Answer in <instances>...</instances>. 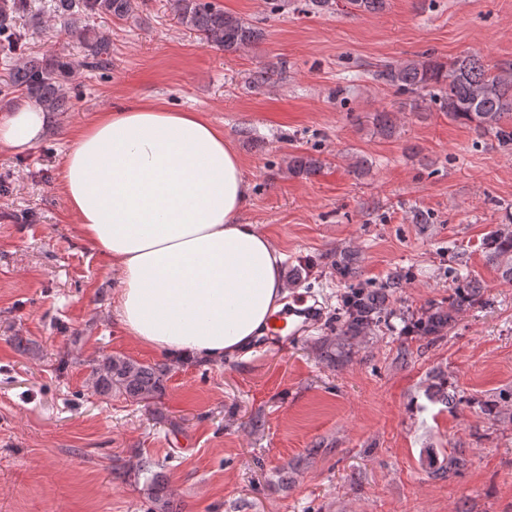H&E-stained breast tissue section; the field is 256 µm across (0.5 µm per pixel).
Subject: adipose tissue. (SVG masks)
Wrapping results in <instances>:
<instances>
[{"instance_id": "obj_1", "label": "adipose tissue", "mask_w": 512, "mask_h": 512, "mask_svg": "<svg viewBox=\"0 0 512 512\" xmlns=\"http://www.w3.org/2000/svg\"><path fill=\"white\" fill-rule=\"evenodd\" d=\"M51 123L19 100L0 115V146L25 153ZM61 179L83 239L112 261L128 335L178 360L219 362L267 331L287 293L281 257L242 223L239 157L199 113L141 102L101 113Z\"/></svg>"}]
</instances>
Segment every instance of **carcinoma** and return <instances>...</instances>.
Here are the masks:
<instances>
[{
    "label": "carcinoma",
    "mask_w": 512,
    "mask_h": 512,
    "mask_svg": "<svg viewBox=\"0 0 512 512\" xmlns=\"http://www.w3.org/2000/svg\"><path fill=\"white\" fill-rule=\"evenodd\" d=\"M27 0H0V43L12 49L22 34L13 29L12 18ZM175 9L183 25L194 31L200 41L228 55L236 54L257 43L262 33L244 20L215 6L212 0H175ZM52 11L65 34L82 45V65L103 70L111 63V47L90 26V20L106 15L124 18L131 12V0H52ZM76 62L66 55L51 54L29 57L12 69L11 86L19 89L46 112H65L72 96L65 81ZM374 76L409 96L429 98L452 121H465L479 137L491 136L499 147L512 149V65L490 66L477 55H467L448 64L426 53L418 59L386 63ZM322 162L310 154L288 157V174L309 179L320 171ZM488 260L512 281V215L509 223L500 224L482 242ZM456 268L448 306L431 303L412 314L408 332L435 344L447 335L458 314L479 303L482 286L471 276L463 255H455ZM331 269L336 280L344 284L337 295L336 334L318 341L319 357L336 366L350 357L351 340L365 336L398 316L393 302L403 288L405 274L390 273L384 281L368 285L360 281L357 252L342 248L332 256ZM306 265H290L285 270L287 285L306 281ZM169 368L164 364H144L123 355H107L92 368V387L102 396L120 394L141 403L163 392ZM512 404V390L480 402L488 416L501 413L502 405ZM154 464L145 460L138 472L147 476L151 512H173L172 493L153 472Z\"/></svg>",
    "instance_id": "cac0c4a2"
}]
</instances>
